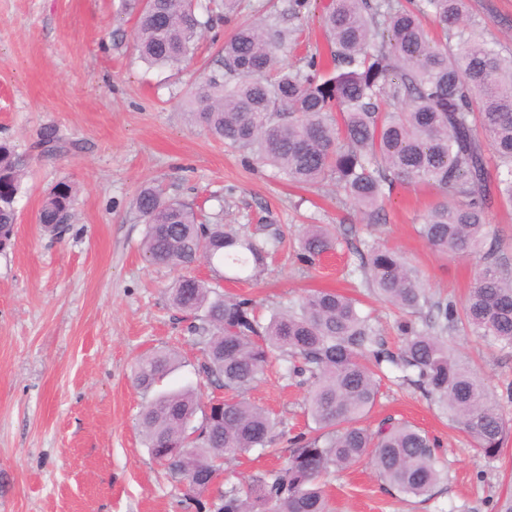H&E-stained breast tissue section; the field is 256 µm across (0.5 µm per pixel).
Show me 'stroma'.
Listing matches in <instances>:
<instances>
[{"label": "stroma", "mask_w": 512, "mask_h": 512, "mask_svg": "<svg viewBox=\"0 0 512 512\" xmlns=\"http://www.w3.org/2000/svg\"><path fill=\"white\" fill-rule=\"evenodd\" d=\"M325 2L299 8L294 0H239L177 72L139 59L126 0H0V141L15 146L27 171L13 243L0 251V512H186L143 443L138 415L147 396L133 368L146 353L174 349L183 363L166 388L198 386L204 402L212 388L200 383L201 349L168 300L180 270L144 259L146 226L135 209L143 186L223 210L234 228L274 224L284 231L288 248L257 279L221 280L224 292L253 299L260 316L307 291L334 290L357 299L386 347L398 350L399 323L421 328L429 313L402 312L368 288L358 252L373 242L419 270L431 301L464 304L480 256L434 251L417 232L442 200L439 190L397 186L384 221L368 224L333 183L289 185L186 115L192 82L241 24H277L284 66L325 59ZM469 8L484 35L511 52L512 0H469ZM47 127L60 131L66 150L43 152ZM60 180L76 188L75 219L56 237L41 230L38 212ZM304 224L331 225L338 238L335 252L312 266L291 246ZM446 337L512 421V347L461 324ZM304 395L283 379L277 361L248 393L292 435L308 424ZM390 416L438 440L444 482L430 499L406 497L360 464L330 477L333 512H497L512 497V437L499 457L479 455L393 367L364 424L373 428Z\"/></svg>", "instance_id": "1"}]
</instances>
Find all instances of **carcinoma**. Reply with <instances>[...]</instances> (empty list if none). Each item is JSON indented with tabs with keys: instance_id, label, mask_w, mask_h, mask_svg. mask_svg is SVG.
I'll return each instance as SVG.
<instances>
[{
	"instance_id": "cac0c4a2",
	"label": "carcinoma",
	"mask_w": 512,
	"mask_h": 512,
	"mask_svg": "<svg viewBox=\"0 0 512 512\" xmlns=\"http://www.w3.org/2000/svg\"><path fill=\"white\" fill-rule=\"evenodd\" d=\"M235 0H141L135 27L140 59L151 67L180 68L196 39ZM333 72L315 60L302 73L280 65V39L262 23L240 26L221 47L217 68L190 91L191 122L212 138L289 182H333L369 224H379L398 184L442 190L444 200L422 217L418 233L445 254L483 259L469 288L463 318L476 334L512 346V270L495 248H484L490 210L512 204V59L484 39L467 0H329L321 16ZM496 177H490V170ZM25 170L13 146L0 142V250L11 246L17 197ZM75 188L62 180L45 195L38 222L58 233L75 217ZM135 207L146 224L142 242L153 264L189 269L199 262L235 276L255 274L276 254L281 234L258 237L201 217L195 204L143 188ZM335 229L306 224L299 258L313 265L336 249ZM359 268L377 296L406 312L430 304L429 324H401L402 347L384 344L356 300L313 290L274 311L267 322L255 302L183 276L170 291L174 309L191 319L202 346L199 373L233 393L222 407L201 409L196 389L159 392L139 415V428L167 478L182 487V502L197 512H331L320 479L364 460L392 489L432 496L445 479L437 444L425 432L389 419L375 430L362 420L375 405L383 364L433 400L461 427L478 454L500 455L512 428L490 401L477 374L436 331L458 320L451 302L429 303L418 272L398 252L372 243ZM283 376L308 387L305 410L313 427L294 436L246 398L272 354ZM175 351L140 357L137 386L148 393L178 364ZM286 442V448L274 447ZM163 448H189L209 474L224 460L253 448L285 452L284 466L258 471L215 495Z\"/></svg>"
}]
</instances>
